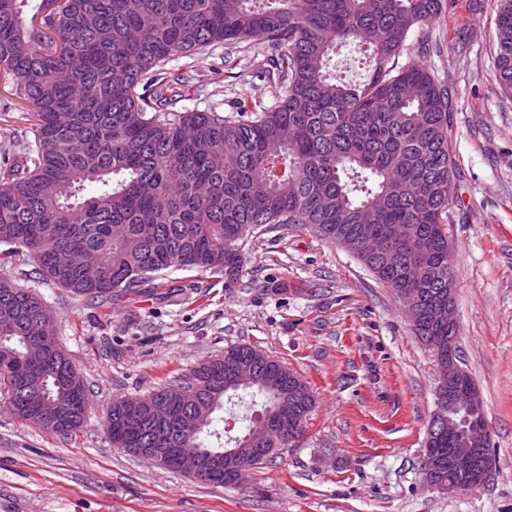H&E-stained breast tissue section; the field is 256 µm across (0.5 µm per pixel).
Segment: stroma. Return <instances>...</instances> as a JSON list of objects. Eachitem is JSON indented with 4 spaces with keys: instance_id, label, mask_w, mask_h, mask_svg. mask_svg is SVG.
<instances>
[{
    "instance_id": "35a3bbf8",
    "label": "stroma",
    "mask_w": 512,
    "mask_h": 512,
    "mask_svg": "<svg viewBox=\"0 0 512 512\" xmlns=\"http://www.w3.org/2000/svg\"><path fill=\"white\" fill-rule=\"evenodd\" d=\"M494 0H445L437 43L415 59L447 87L454 190L444 215L464 363L479 388L496 471L452 494L421 466L437 380L403 307L346 248L283 224L249 251L239 285L168 269L107 307L57 288L0 245V270L52 311L81 373L85 424L56 435L0 405V512H512V95L496 78ZM263 44L219 43L169 62L189 109L224 115L276 88L258 77ZM0 79V165L31 135ZM260 345L313 389L295 446L241 485L200 482L113 448L114 399L144 396L237 343Z\"/></svg>"
}]
</instances>
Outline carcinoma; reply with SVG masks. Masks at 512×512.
<instances>
[{
    "instance_id": "carcinoma-1",
    "label": "carcinoma",
    "mask_w": 512,
    "mask_h": 512,
    "mask_svg": "<svg viewBox=\"0 0 512 512\" xmlns=\"http://www.w3.org/2000/svg\"><path fill=\"white\" fill-rule=\"evenodd\" d=\"M0 0V71L16 81L33 141L0 166V244L23 251L56 286L103 305L121 301L170 261L245 272L246 245L266 224H295L356 248L385 287L417 288L427 346L455 328L437 308L448 293L446 213L453 187L448 89L426 67L400 63L408 40L429 50L443 0ZM495 70L512 94V0H496ZM256 39L258 70L276 82L275 106L242 103L235 116L181 106L186 78L166 65L213 44ZM353 45L369 77L330 69ZM47 306L0 273V394L16 417L68 435L89 398L61 347L34 358ZM250 397L240 433L216 411ZM167 419L106 416L113 447L195 448L225 475L293 446L315 396L282 361L252 344L170 379ZM254 448L265 452L255 454Z\"/></svg>"
}]
</instances>
